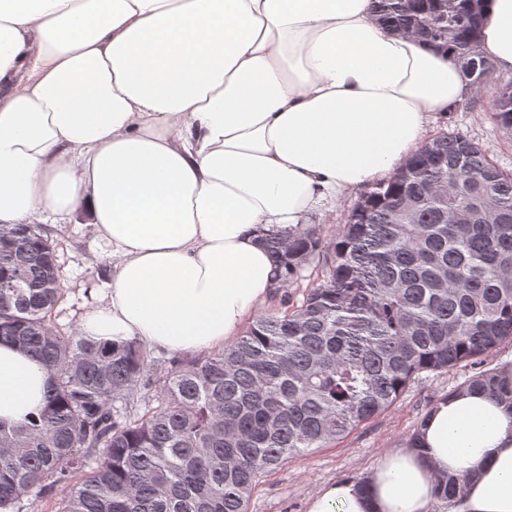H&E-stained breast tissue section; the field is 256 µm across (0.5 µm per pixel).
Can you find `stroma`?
Returning a JSON list of instances; mask_svg holds the SVG:
<instances>
[{
  "mask_svg": "<svg viewBox=\"0 0 512 512\" xmlns=\"http://www.w3.org/2000/svg\"><path fill=\"white\" fill-rule=\"evenodd\" d=\"M490 100V90L476 91L450 111L433 114L425 139L444 132L465 135L480 144L489 160L512 172V140L497 127ZM41 229L55 246L61 264L63 297L52 321L58 333L68 336L102 301L112 279L111 249L81 213L64 224L44 222ZM473 373V367L464 362L448 371L416 375L394 405L335 446L288 458L278 469L262 475L251 492L248 512H306L308 499L324 486L369 477L386 451L406 444L432 401Z\"/></svg>",
  "mask_w": 512,
  "mask_h": 512,
  "instance_id": "1",
  "label": "stroma"
}]
</instances>
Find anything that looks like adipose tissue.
Listing matches in <instances>:
<instances>
[{"instance_id": "obj_1", "label": "adipose tissue", "mask_w": 512, "mask_h": 512, "mask_svg": "<svg viewBox=\"0 0 512 512\" xmlns=\"http://www.w3.org/2000/svg\"><path fill=\"white\" fill-rule=\"evenodd\" d=\"M477 50L512 74V0H480ZM471 88L442 49L378 24L373 0H0V225L86 212L117 263L80 327L175 354L223 346L280 278L264 245L405 165ZM51 374L0 345V421ZM512 512V408L439 398L370 495L336 482L307 512Z\"/></svg>"}]
</instances>
